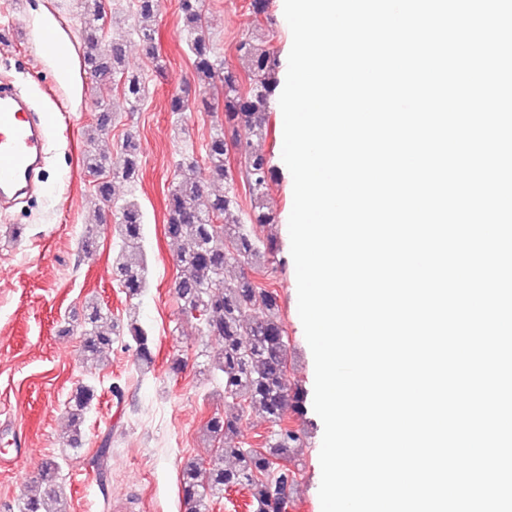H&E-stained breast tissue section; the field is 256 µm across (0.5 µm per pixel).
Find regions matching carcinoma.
Masks as SVG:
<instances>
[{
    "label": "carcinoma",
    "mask_w": 512,
    "mask_h": 512,
    "mask_svg": "<svg viewBox=\"0 0 512 512\" xmlns=\"http://www.w3.org/2000/svg\"><path fill=\"white\" fill-rule=\"evenodd\" d=\"M184 31L189 35L188 52L200 89L219 79L224 85V119L215 127L206 146L208 167L199 171L194 156L185 154L178 163L180 177L168 195L167 235L187 239L188 249L177 255L178 298L183 312L200 321V334L213 341L208 370L222 374L224 412L211 417L204 427L205 438L216 444L214 459L204 464L187 461L181 471L186 512H209L210 501L230 488L249 492L255 512H286L281 489L298 486L296 471L279 463L297 461L303 447L297 431L282 424L283 414L292 408L297 414L306 409L302 388L288 383V333L280 314L277 293L243 275L233 282L224 280V267L230 263L247 266L264 276L283 272L277 238L261 236V229L277 223L265 210V198L275 178L270 159L250 142L238 137V128L249 127L258 138L266 134V117L279 87L280 59L268 29L259 25L242 39L237 51L247 62L240 74L219 62L210 27L204 13V0H179ZM137 35L146 55L156 58L152 22L155 0H136ZM104 27L87 24L81 31L83 69L99 90L111 87L116 74L123 79L124 95L136 108L145 100L142 74L125 64L124 44L104 41ZM239 155L236 172L226 169L229 147ZM86 167L97 177L94 192L105 206L112 205L117 180L135 182L140 170V145L132 135L123 138L116 157L90 154ZM223 181L222 195L207 192L208 181ZM241 183L250 209L241 208L236 183ZM119 250L112 262L115 281L129 299L142 296L146 289L145 255L141 249L144 224L140 205L126 200L120 207ZM87 330L82 350L101 360L119 337L128 338L137 363L144 369L153 362V337L129 316L120 326L98 304L86 305ZM93 390L82 387L68 401L72 427L71 446L80 444L81 424ZM257 411L270 423V430L259 448L233 444L239 425L248 411ZM43 490L25 496L21 512H60L57 465L47 461L40 474Z\"/></svg>",
    "instance_id": "1"
}]
</instances>
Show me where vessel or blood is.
I'll list each match as a JSON object with an SVG mask.
<instances>
[{
  "instance_id": "1",
  "label": "vessel or blood",
  "mask_w": 512,
  "mask_h": 512,
  "mask_svg": "<svg viewBox=\"0 0 512 512\" xmlns=\"http://www.w3.org/2000/svg\"><path fill=\"white\" fill-rule=\"evenodd\" d=\"M54 124V113L31 111L26 99L0 84L1 202L30 189Z\"/></svg>"
}]
</instances>
